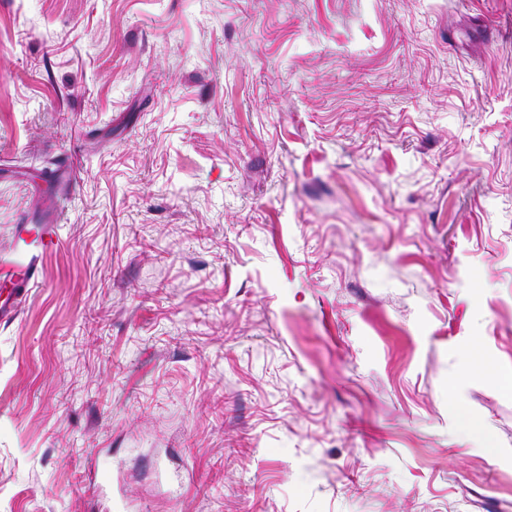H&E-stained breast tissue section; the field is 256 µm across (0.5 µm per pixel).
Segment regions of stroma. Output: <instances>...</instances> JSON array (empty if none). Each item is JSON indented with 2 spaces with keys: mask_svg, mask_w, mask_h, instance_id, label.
I'll use <instances>...</instances> for the list:
<instances>
[{
  "mask_svg": "<svg viewBox=\"0 0 512 512\" xmlns=\"http://www.w3.org/2000/svg\"><path fill=\"white\" fill-rule=\"evenodd\" d=\"M0 512H512V0H0ZM55 207L56 203L42 206L40 224H28L24 219L11 224L14 248L0 253V280L10 285L9 296L0 300V323L15 320L20 298L38 283L43 257L60 244Z\"/></svg>",
  "mask_w": 512,
  "mask_h": 512,
  "instance_id": "obj_1",
  "label": "stroma"
}]
</instances>
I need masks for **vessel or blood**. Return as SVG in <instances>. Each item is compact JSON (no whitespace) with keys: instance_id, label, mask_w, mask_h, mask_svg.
<instances>
[{"instance_id":"vessel-or-blood-1","label":"vessel or blood","mask_w":512,"mask_h":512,"mask_svg":"<svg viewBox=\"0 0 512 512\" xmlns=\"http://www.w3.org/2000/svg\"><path fill=\"white\" fill-rule=\"evenodd\" d=\"M57 227V215L49 204L43 207L41 223L14 224V247L0 253V281L10 286L8 297L0 301V323L15 320L20 298L37 284L43 257L60 244Z\"/></svg>"}]
</instances>
